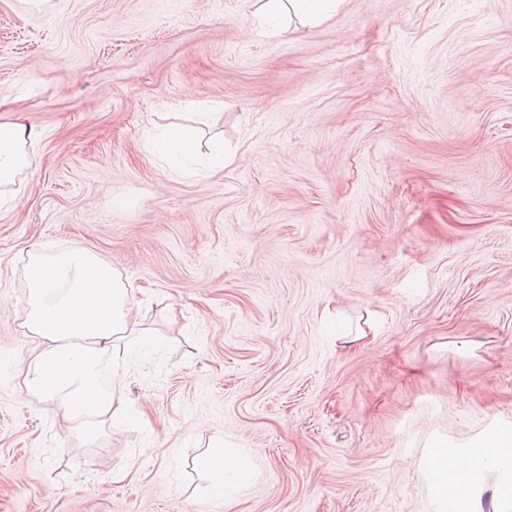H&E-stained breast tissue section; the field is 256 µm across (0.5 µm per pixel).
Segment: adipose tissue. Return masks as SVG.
<instances>
[{"label": "adipose tissue", "mask_w": 512, "mask_h": 512, "mask_svg": "<svg viewBox=\"0 0 512 512\" xmlns=\"http://www.w3.org/2000/svg\"><path fill=\"white\" fill-rule=\"evenodd\" d=\"M341 0H264L258 18L275 27L282 6L304 22L313 23L336 11ZM41 135L35 124L0 123V188L14 185L32 165L28 144ZM24 275L27 288L23 322L33 347L24 363L22 385L27 398L51 405L54 411L78 424L86 434L109 418L136 423L140 414L127 413L114 389L104 384L109 373L124 369L114 350L127 336L149 338V328L140 326L132 314L130 290L109 264L86 249L46 254L38 248L27 251ZM512 459V433L501 432L485 441L468 459L445 449L430 458L437 484L455 480L458 492L454 512H478L471 492L474 477L490 465ZM207 474L216 490L226 482H245L234 449L213 441L194 461Z\"/></svg>", "instance_id": "1"}]
</instances>
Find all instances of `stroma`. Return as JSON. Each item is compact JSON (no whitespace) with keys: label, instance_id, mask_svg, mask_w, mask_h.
Listing matches in <instances>:
<instances>
[{"label":"stroma","instance_id":"35a3bbf8","mask_svg":"<svg viewBox=\"0 0 512 512\" xmlns=\"http://www.w3.org/2000/svg\"><path fill=\"white\" fill-rule=\"evenodd\" d=\"M257 8L0 0V123L43 130L0 208V512H441L431 455L512 431V0ZM172 124L195 155L153 154ZM34 245L132 284L140 423L25 400ZM217 438L250 472L220 494ZM511 486L485 469L481 512ZM341 0H289V11L304 22L314 23L324 16L336 11Z\"/></svg>","mask_w":512,"mask_h":512}]
</instances>
